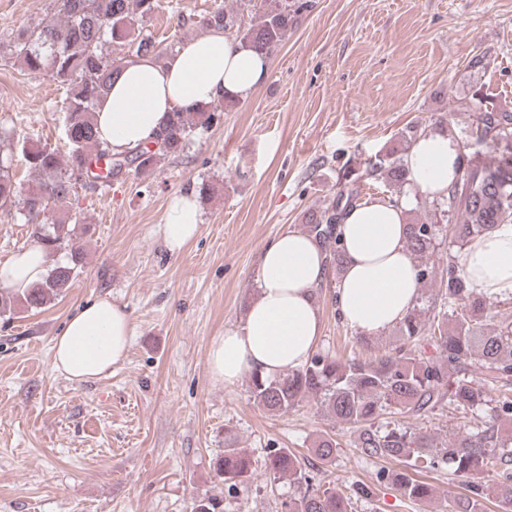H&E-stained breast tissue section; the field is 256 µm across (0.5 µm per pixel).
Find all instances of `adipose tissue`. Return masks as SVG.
I'll use <instances>...</instances> for the list:
<instances>
[{
    "instance_id": "obj_1",
    "label": "adipose tissue",
    "mask_w": 512,
    "mask_h": 512,
    "mask_svg": "<svg viewBox=\"0 0 512 512\" xmlns=\"http://www.w3.org/2000/svg\"><path fill=\"white\" fill-rule=\"evenodd\" d=\"M266 57L214 31L188 41L167 58L127 62L98 103V138L112 151H128L153 140L170 113L193 112L220 98L245 99L269 76ZM410 193L398 203L365 200L341 225L345 264L333 288L348 325L376 334L399 324L415 305L420 284L406 247L408 215L415 193L445 195L459 174V147L448 133L431 131L407 150ZM195 195H173L160 232L170 250H180L199 232ZM472 292L487 297L512 293V224L498 225L457 254ZM49 260L34 244L0 264V289L25 294L44 281ZM327 273L321 250L310 236L288 230L267 243L259 257L255 294L239 324L213 338L209 370L214 382L235 386L256 374L276 378L302 367L317 348L323 321L316 289ZM132 336L124 306L100 298L77 309L53 339L52 365L81 382L111 371L123 361Z\"/></svg>"
}]
</instances>
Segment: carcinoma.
Returning a JSON list of instances; mask_svg holds the SVG:
<instances>
[{
	"instance_id": "1",
	"label": "carcinoma",
	"mask_w": 512,
	"mask_h": 512,
	"mask_svg": "<svg viewBox=\"0 0 512 512\" xmlns=\"http://www.w3.org/2000/svg\"><path fill=\"white\" fill-rule=\"evenodd\" d=\"M58 20L29 27L17 36L12 53L30 75L52 72L64 89L61 111L69 151L66 154L41 144L23 143L29 184L23 198L25 223L35 225L37 243L50 255L66 252V259L50 265L43 283L26 295L0 292V315L16 307L39 310L63 296L83 267V248L77 234H88L91 225L65 211L53 224L39 216L52 205L64 203L76 181L117 177L130 170L150 175L160 158L183 151L194 136L221 119L223 104L217 102L196 112H175L153 149L144 144L125 153H114L102 144L93 120L95 106L108 91L112 77L125 63L158 55L156 42L134 28L135 18L151 16L159 0H56ZM252 4L251 24L241 27L237 13L218 5L204 20L205 28L235 31L240 43L262 55H270L295 27L307 8L305 0H242ZM126 49V56L112 57L109 47ZM473 121L462 141L461 172L448 187V196L424 202L430 217L408 224L407 247L416 260L419 281H440L432 321L417 309L397 325L401 345L381 356L355 355L344 361L318 351L299 369L277 379L249 377L251 396L257 405L276 415L284 414L306 399H316L341 424L356 433L354 445L373 459L403 463L397 471H381L378 480L390 483L410 500L428 501L432 487L419 476L433 472L469 479V494L450 505L451 512H484L485 485L481 475L496 473L504 509H512V392L502 383L512 379V322H492L498 299L476 296L461 277L453 249H462L499 224L512 223V110L483 103L472 94ZM423 133L419 124L400 135L403 147L366 168L364 173L344 168L338 191L328 203L307 210L303 220L324 254L328 272L342 270L343 246L340 224L347 211L361 201V183L368 176L387 187L386 200L393 203L409 186L403 153ZM501 150L488 161L489 150ZM18 188L12 161L0 157V207L12 204ZM448 224L445 262L434 259L440 225ZM430 345L435 353L422 351ZM485 365L477 381L468 373L473 361ZM500 390L498 398L489 396ZM449 408L463 413L484 411V416L465 433L439 446L411 427L409 418ZM391 418L384 421L382 416ZM340 444L330 436L319 439L313 452L332 462ZM268 475L286 479L299 493L282 502V512H352V500L370 495L355 485L346 494L338 488H314L301 461L286 448H274L263 461ZM216 477L233 487L256 470L245 448H226L213 462ZM191 512H224L222 500L204 494L192 502Z\"/></svg>"
}]
</instances>
